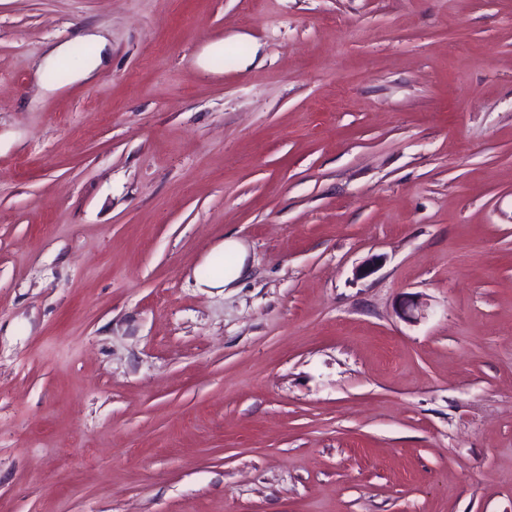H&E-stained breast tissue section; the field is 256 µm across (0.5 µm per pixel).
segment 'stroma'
Instances as JSON below:
<instances>
[{"mask_svg": "<svg viewBox=\"0 0 512 512\" xmlns=\"http://www.w3.org/2000/svg\"><path fill=\"white\" fill-rule=\"evenodd\" d=\"M0 512H512V0H0ZM216 250L218 253L229 255L232 258V264L225 270L223 266L216 268L209 278L200 280L199 285L204 288H230L246 271L247 245L239 238L228 237L217 245Z\"/></svg>", "mask_w": 512, "mask_h": 512, "instance_id": "1", "label": "stroma"}]
</instances>
